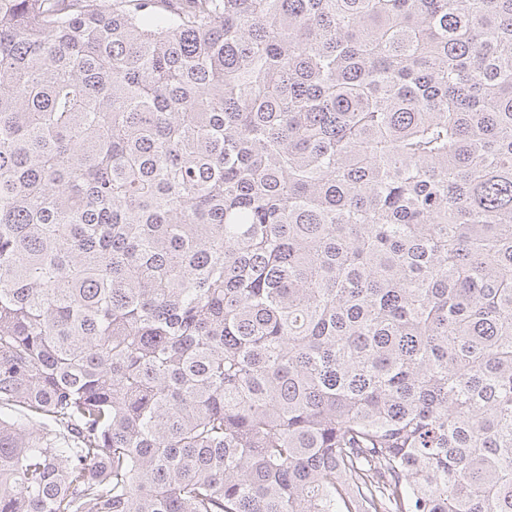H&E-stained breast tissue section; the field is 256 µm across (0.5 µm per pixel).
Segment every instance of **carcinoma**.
Listing matches in <instances>:
<instances>
[{
	"instance_id": "1",
	"label": "carcinoma",
	"mask_w": 512,
	"mask_h": 512,
	"mask_svg": "<svg viewBox=\"0 0 512 512\" xmlns=\"http://www.w3.org/2000/svg\"><path fill=\"white\" fill-rule=\"evenodd\" d=\"M0 512H512V0H0Z\"/></svg>"
}]
</instances>
